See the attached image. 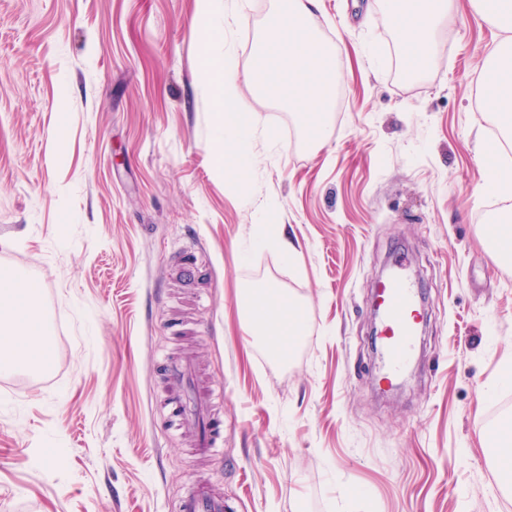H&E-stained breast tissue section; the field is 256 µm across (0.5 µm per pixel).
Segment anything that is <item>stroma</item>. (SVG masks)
Segmentation results:
<instances>
[{
  "mask_svg": "<svg viewBox=\"0 0 512 512\" xmlns=\"http://www.w3.org/2000/svg\"><path fill=\"white\" fill-rule=\"evenodd\" d=\"M225 2L215 24L244 18L211 52L242 64L277 0ZM368 3L312 15L343 47L320 143L240 80L257 126L240 179L210 153L196 0H0V269L33 273L62 325L50 376L0 375V512H177L201 479L225 512H512L489 445L512 414V268L475 191L503 35L457 0L411 80ZM401 256L427 319L382 394L374 289ZM270 287L305 314L283 359L241 315ZM183 355L224 423L204 460L169 417Z\"/></svg>",
  "mask_w": 512,
  "mask_h": 512,
  "instance_id": "1",
  "label": "stroma"
}]
</instances>
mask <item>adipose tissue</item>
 Segmentation results:
<instances>
[{
	"label": "adipose tissue",
	"mask_w": 512,
	"mask_h": 512,
	"mask_svg": "<svg viewBox=\"0 0 512 512\" xmlns=\"http://www.w3.org/2000/svg\"><path fill=\"white\" fill-rule=\"evenodd\" d=\"M319 0H285L269 16L261 44L247 70H240L232 56L214 58L202 46V80L215 110L219 135L210 150L219 166L233 164L238 177H245L251 164L247 149L253 115L239 96V76L247 74L259 94L287 103L304 129L315 131L326 122L334 98L337 73L332 65L336 53L324 46L308 26L307 19ZM383 22L396 25L398 49L409 72L419 73L435 60V34L441 20L454 8L455 0H377ZM477 18L503 31L500 49L483 72L481 109L494 118L498 135L493 152L512 147V0H473ZM481 196L502 200L497 224L487 226L494 240L491 252L502 263L512 261V252L502 242L512 240V170L491 165L478 189ZM36 284L0 277V368L18 362L43 363L50 353L38 307ZM251 332L264 340L272 352L284 354L289 342L299 336L303 315L299 304L280 289H265L248 316Z\"/></svg>",
	"instance_id": "ef3b65f1"
}]
</instances>
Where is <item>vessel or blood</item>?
<instances>
[{
	"mask_svg": "<svg viewBox=\"0 0 512 512\" xmlns=\"http://www.w3.org/2000/svg\"><path fill=\"white\" fill-rule=\"evenodd\" d=\"M404 269V262L396 261L393 272L380 282L376 292L380 300L378 312L382 323L381 379L386 383L392 382L409 363L419 335L416 295ZM170 376L181 388L173 407L178 419L182 425L198 428L199 445L204 451H214L218 444V420L198 400L189 364H174ZM180 512H224V497L207 485H197L183 497Z\"/></svg>",
	"mask_w": 512,
	"mask_h": 512,
	"instance_id": "b4317fda",
	"label": "vessel or blood"
}]
</instances>
